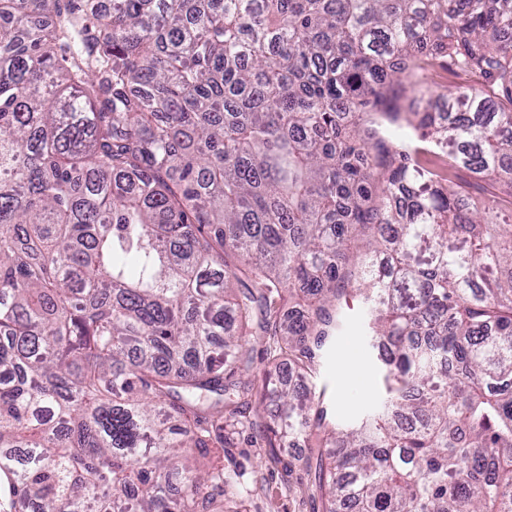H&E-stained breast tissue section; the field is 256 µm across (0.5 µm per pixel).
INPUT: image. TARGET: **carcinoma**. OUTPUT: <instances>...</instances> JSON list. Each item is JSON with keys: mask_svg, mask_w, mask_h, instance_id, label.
<instances>
[{"mask_svg": "<svg viewBox=\"0 0 512 512\" xmlns=\"http://www.w3.org/2000/svg\"><path fill=\"white\" fill-rule=\"evenodd\" d=\"M507 33L512 0H0V512H226L246 429L325 512H512V205L420 161L512 185ZM444 56L482 82L407 96ZM354 297L383 404L341 425ZM253 356L255 359L253 376H255L256 384L261 383V379L268 376L270 373L275 378L277 376H285L287 374V369L281 366L280 369L277 368V371L268 364V361L265 359L264 354V344L261 342H257L253 344Z\"/></svg>", "mask_w": 512, "mask_h": 512, "instance_id": "cac0c4a2", "label": "carcinoma"}]
</instances>
